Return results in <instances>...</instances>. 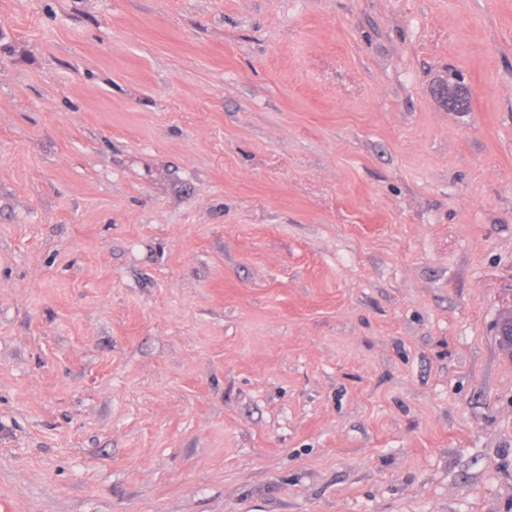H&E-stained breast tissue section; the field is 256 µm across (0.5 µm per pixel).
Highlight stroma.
<instances>
[{
	"label": "stroma",
	"instance_id": "obj_1",
	"mask_svg": "<svg viewBox=\"0 0 512 512\" xmlns=\"http://www.w3.org/2000/svg\"><path fill=\"white\" fill-rule=\"evenodd\" d=\"M511 292L512 0H0V512H512Z\"/></svg>",
	"mask_w": 512,
	"mask_h": 512
}]
</instances>
